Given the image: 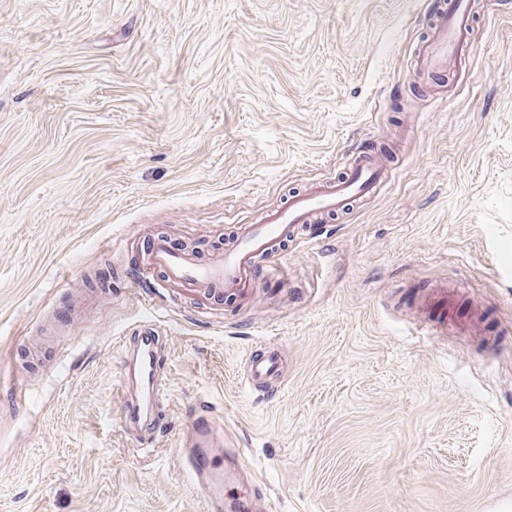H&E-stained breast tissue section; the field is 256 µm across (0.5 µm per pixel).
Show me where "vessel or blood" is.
<instances>
[{"label": "vessel or blood", "instance_id": "b4317fda", "mask_svg": "<svg viewBox=\"0 0 512 512\" xmlns=\"http://www.w3.org/2000/svg\"><path fill=\"white\" fill-rule=\"evenodd\" d=\"M473 6V0H448L432 13L430 32L416 53L419 72L429 76L450 70L462 72L475 46L471 37ZM387 176L386 167L378 162L375 154L361 153L354 157L342 177L312 183L291 196L287 203L262 212L253 223L240 225L233 242L217 260L209 263L171 248L165 238H154L147 248L145 267L136 269L132 281L141 288L161 286L172 295L194 296L203 309L220 295L247 299L259 280H277L278 273L270 260L284 243L309 231L320 216L343 212L373 195ZM427 306L435 311L438 323L450 322L447 284L432 288ZM155 333L152 327L142 331L127 363L140 395L123 401L124 421L133 422L151 415L159 404L161 357L153 341ZM280 370L276 351L252 353L248 359L247 382L254 388L268 387ZM223 445V436L210 413L194 408L186 432L184 463L207 499L208 512H224V478L213 466V458Z\"/></svg>", "mask_w": 512, "mask_h": 512}]
</instances>
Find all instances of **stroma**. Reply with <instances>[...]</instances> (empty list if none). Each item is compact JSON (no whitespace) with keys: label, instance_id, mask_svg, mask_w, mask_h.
Here are the masks:
<instances>
[{"label":"stroma","instance_id":"35a3bbf8","mask_svg":"<svg viewBox=\"0 0 512 512\" xmlns=\"http://www.w3.org/2000/svg\"><path fill=\"white\" fill-rule=\"evenodd\" d=\"M433 0H0V512H207L186 410L224 432V512H512V0L469 79L422 88ZM374 197L285 246L277 288L199 312L128 282L209 259L352 155ZM445 281L485 338L410 303ZM161 320L155 432L120 337ZM281 353L276 391L251 351Z\"/></svg>","mask_w":512,"mask_h":512}]
</instances>
